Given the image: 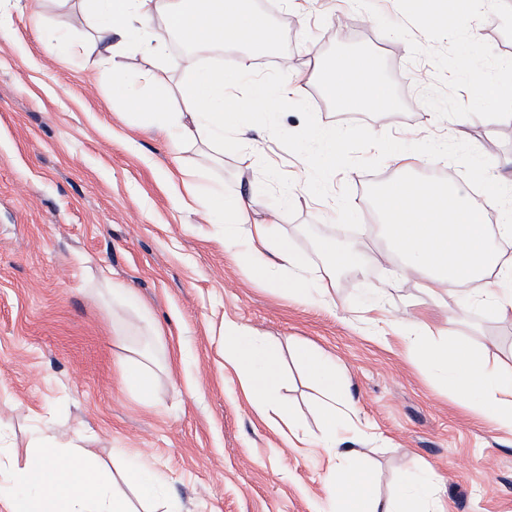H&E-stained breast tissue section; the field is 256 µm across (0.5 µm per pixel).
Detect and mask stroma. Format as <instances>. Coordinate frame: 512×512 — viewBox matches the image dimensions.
<instances>
[{
	"label": "stroma",
	"instance_id": "stroma-1",
	"mask_svg": "<svg viewBox=\"0 0 512 512\" xmlns=\"http://www.w3.org/2000/svg\"><path fill=\"white\" fill-rule=\"evenodd\" d=\"M265 17L287 25V47L206 50L198 64L231 80L246 57L252 79L275 88L310 51L368 53L393 108L339 112L309 85L300 100L247 115L251 143L225 142L222 163L206 161L200 142L175 154L164 135L131 130L133 107L113 87L116 75L143 69L140 58L120 53L85 69L94 42L78 0L13 11L0 35V447L21 458L40 432L87 436L106 465L152 464L180 512H328L325 451L289 447L225 368L224 330L235 326L279 345V397L303 431H317L321 407L294 351L306 345L335 360L351 408L339 435L382 498L395 497L405 469L425 468L439 481L438 512H512V432L449 390L438 366L406 357L402 341L372 323L366 289L395 280L380 299L394 315L428 303L420 278L388 257L374 210L378 187L397 175L390 148L429 136L438 169L480 201L488 176L512 179V119L434 121L422 101L438 83L434 64L411 59L407 43L381 34L353 0H278ZM183 52L177 39L163 46L158 80L140 82V98L183 108ZM311 128L355 134L314 196L299 188L304 158L323 149ZM182 166L205 190L258 187L255 211L277 212L275 231L303 254L308 283L328 268L316 247L323 238L356 245L363 273L337 276L329 305L255 279L225 252L223 227L202 205L177 206ZM116 281L130 306L113 305ZM460 303L455 293L443 299L458 331L512 371V321ZM144 359L157 373L147 402L123 382L125 366Z\"/></svg>",
	"mask_w": 512,
	"mask_h": 512
}]
</instances>
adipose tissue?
<instances>
[{
  "label": "adipose tissue",
  "mask_w": 512,
  "mask_h": 512,
  "mask_svg": "<svg viewBox=\"0 0 512 512\" xmlns=\"http://www.w3.org/2000/svg\"><path fill=\"white\" fill-rule=\"evenodd\" d=\"M97 2V52L85 59L88 69L97 70L112 62L115 38L127 36L137 24L147 31L138 46L144 59L154 58L158 47L173 34L192 48L184 59L189 72L183 91L187 110L165 112L158 103L138 102L133 115L136 130L164 131L176 151L197 141L223 143L230 132L246 140L248 127L236 124L234 113L227 110L223 73L199 67L193 52L224 46L272 49L273 32L252 0ZM312 83L341 110L383 112L393 105L378 62L360 53L320 57L314 69L290 73L277 89L250 81L246 91L254 103L297 100ZM502 206V193L497 188L478 204L460 183L435 184L409 177L390 182L376 196L391 253L405 260L406 273L422 278L430 296L459 290L463 305L478 304L505 319L512 317V264L502 262L494 241L511 240L512 225L500 224L492 230L485 222L487 209ZM206 217L209 223L223 225L225 248L247 244L255 277L291 292L304 288L300 275L304 257L288 237L275 234L273 219L252 218L247 199H228L223 190H215ZM376 319L398 333L408 357H422L440 365L452 391L476 399L479 414L512 430V376L502 375L465 341L456 340L445 347L416 343L413 330L428 327L435 319L433 313L406 319L386 316L380 310ZM297 355L323 398L320 433L308 443L328 451L325 492L336 512H425L424 503L437 490L435 479L426 473L406 476L398 498L382 500L366 472L352 462L351 449L340 447L336 440V425L345 416L346 405L335 366L329 357L309 347L298 348ZM224 362L238 371L256 408L273 409L280 383L277 345L231 327L225 331ZM2 476L13 489L4 499L7 512H139L134 508L138 502L144 506L140 512H179L175 502L160 496L165 480L150 464L139 462L110 473L86 448L81 436L63 441L53 435H39L33 451L21 460L0 453ZM126 486L136 491L137 501L123 494Z\"/></svg>",
  "instance_id": "adipose-tissue-1"
}]
</instances>
